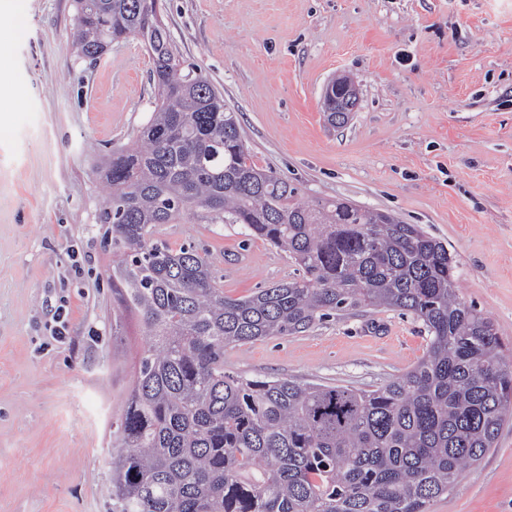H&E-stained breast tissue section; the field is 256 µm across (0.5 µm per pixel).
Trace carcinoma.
Returning a JSON list of instances; mask_svg holds the SVG:
<instances>
[{"instance_id":"1","label":"carcinoma","mask_w":512,"mask_h":512,"mask_svg":"<svg viewBox=\"0 0 512 512\" xmlns=\"http://www.w3.org/2000/svg\"><path fill=\"white\" fill-rule=\"evenodd\" d=\"M161 0H75L72 44L95 61L129 37L153 61L141 144L112 154L98 221L118 258L120 308L150 343L112 423V512H429L512 418V361L493 321L461 300L456 264L417 224L297 189L249 162L236 113L200 68L182 73ZM343 89L325 99L344 125ZM203 207L288 252L302 274L224 295L208 258L154 239ZM387 308L422 320L426 353L376 389L249 380L224 349Z\"/></svg>"}]
</instances>
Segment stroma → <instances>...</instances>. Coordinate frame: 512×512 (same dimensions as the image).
<instances>
[{
  "mask_svg": "<svg viewBox=\"0 0 512 512\" xmlns=\"http://www.w3.org/2000/svg\"><path fill=\"white\" fill-rule=\"evenodd\" d=\"M74 15V0H26L1 46L0 84L26 93L0 115V512H112L109 427L148 343L118 311L98 213L109 160L152 116V59L135 38L80 58ZM162 21L238 112L251 160L301 201L349 200L446 244L459 297L512 361V0H163ZM338 77L359 94L340 128L323 105ZM154 236L206 254L229 297L298 275L287 251L202 207ZM427 342L415 316L367 310L228 347L224 366L374 389ZM429 512H512V422Z\"/></svg>",
  "mask_w": 512,
  "mask_h": 512,
  "instance_id": "35a3bbf8",
  "label": "stroma"
}]
</instances>
